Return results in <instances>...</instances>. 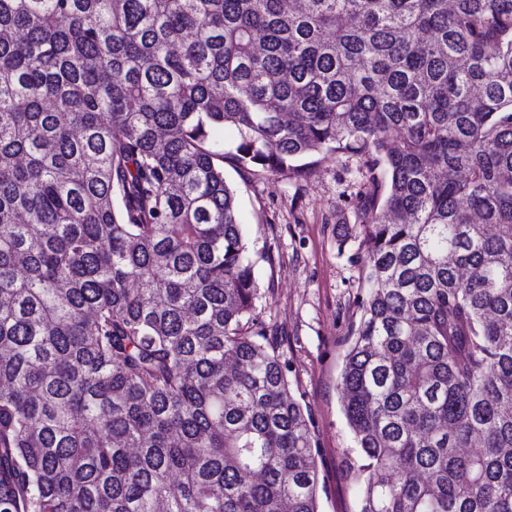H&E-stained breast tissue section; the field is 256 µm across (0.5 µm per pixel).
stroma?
I'll list each match as a JSON object with an SVG mask.
<instances>
[{"label":"stroma","instance_id":"1","mask_svg":"<svg viewBox=\"0 0 512 512\" xmlns=\"http://www.w3.org/2000/svg\"><path fill=\"white\" fill-rule=\"evenodd\" d=\"M343 161L318 166L302 184L284 174H242L225 167L237 190L258 282L255 312L273 332L289 368L291 394L307 408L322 451L320 512H358L359 488L343 461L355 447L339 378L349 325L357 318L361 269L337 237L352 222L354 187Z\"/></svg>","mask_w":512,"mask_h":512}]
</instances>
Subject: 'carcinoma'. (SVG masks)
I'll return each instance as SVG.
<instances>
[{
	"mask_svg": "<svg viewBox=\"0 0 512 512\" xmlns=\"http://www.w3.org/2000/svg\"><path fill=\"white\" fill-rule=\"evenodd\" d=\"M342 158L360 512H512V0H0V512H319L224 164Z\"/></svg>",
	"mask_w": 512,
	"mask_h": 512,
	"instance_id": "cac0c4a2",
	"label": "carcinoma"
}]
</instances>
